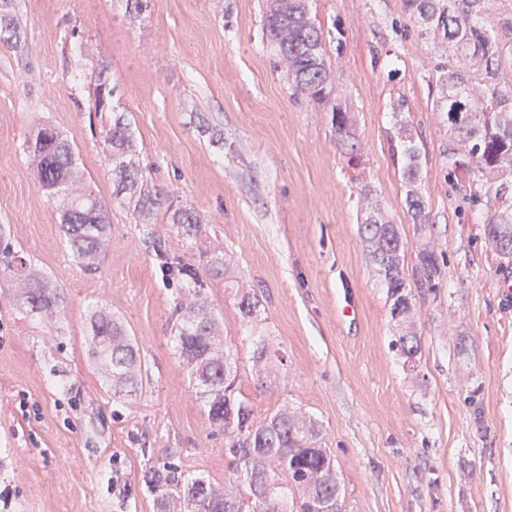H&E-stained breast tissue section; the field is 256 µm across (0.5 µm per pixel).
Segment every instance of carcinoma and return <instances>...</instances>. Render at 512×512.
Masks as SVG:
<instances>
[{
  "instance_id": "obj_1",
  "label": "carcinoma",
  "mask_w": 512,
  "mask_h": 512,
  "mask_svg": "<svg viewBox=\"0 0 512 512\" xmlns=\"http://www.w3.org/2000/svg\"><path fill=\"white\" fill-rule=\"evenodd\" d=\"M409 19L422 26L421 35L448 47L452 62L440 67L436 81L437 111L448 127L453 146L448 163L483 182L488 207L486 238L505 263H512V204L506 198L512 183V12L503 15L500 31L482 25L491 0H404ZM263 38L275 53L274 64L284 68L293 95L323 102L333 79L326 58L323 32L309 16L308 0H270L262 27ZM104 66L88 75L103 107L115 87ZM336 144L345 150L349 166L359 165L354 121L347 110L332 105ZM404 157L403 175L413 185L419 177V153L404 127L397 138ZM134 131L124 112L112 113L104 146L115 176V195L126 194L134 210L148 216L159 199L145 192L146 170L131 161ZM36 165L38 184L57 202L61 228L78 262L92 271L101 264L109 217L106 205L89 185L76 187L78 164L72 143L55 128L43 126L26 142ZM408 213L419 228L426 227L425 201L413 190L407 194ZM381 284L390 301L391 317L405 321L414 315L411 282L433 288L440 276L439 256L426 244L408 275L405 245L397 228L377 207L362 225ZM180 287L182 301L173 316L175 349L186 361L204 399L207 418L224 431V453L237 472L236 484L219 487L208 478H185L171 461L150 466L141 482L153 494L157 512H342L343 502L334 459L316 447L320 430L311 418L283 408L257 418L249 399L237 391L239 365L218 336L204 289L195 272L171 260L162 262ZM0 273L18 282L21 304L32 314L59 315L64 295L45 276L27 265L17 251L0 247ZM258 300L249 290L241 295L240 314L249 323ZM89 354L97 361L116 392L139 389L142 359L139 347L112 315L99 311L90 319ZM403 363L415 368L419 339L405 332L391 341Z\"/></svg>"
}]
</instances>
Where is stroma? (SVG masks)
Wrapping results in <instances>:
<instances>
[{
  "label": "stroma",
  "mask_w": 512,
  "mask_h": 512,
  "mask_svg": "<svg viewBox=\"0 0 512 512\" xmlns=\"http://www.w3.org/2000/svg\"><path fill=\"white\" fill-rule=\"evenodd\" d=\"M336 73L332 103L352 113L361 164L332 132V103L294 98L262 36L266 0H6L17 42L0 43V242L59 286L63 315L26 313L0 275V512H157L140 481L172 461L183 475L235 480L224 434L207 419L173 353L176 286L161 255L194 268L239 358L237 386L257 416L316 421L335 460L345 512H512V265L485 233L481 186L451 170L435 107L445 53L411 24L404 0H309ZM116 87L96 112L87 74ZM403 109H396L398 98ZM127 113L134 159L162 199L143 218L115 193L103 145ZM420 150L412 188L429 215L418 233L387 133ZM54 126L108 210V245L90 274L22 144ZM370 188L413 268L422 240L441 264L414 288L416 370L391 349L397 326L360 233ZM195 209V231L171 215ZM259 311L242 323L240 289ZM120 318L142 356L136 397L116 398L86 355L90 318ZM263 336L277 352L253 359ZM133 492L119 498L113 478Z\"/></svg>",
  "instance_id": "1"
}]
</instances>
